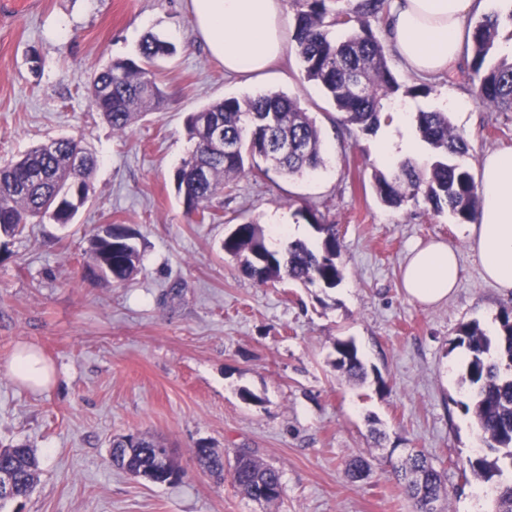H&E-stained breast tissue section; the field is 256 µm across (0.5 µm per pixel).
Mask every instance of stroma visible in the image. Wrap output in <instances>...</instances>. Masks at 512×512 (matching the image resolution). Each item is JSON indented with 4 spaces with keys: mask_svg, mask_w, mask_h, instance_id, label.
<instances>
[{
    "mask_svg": "<svg viewBox=\"0 0 512 512\" xmlns=\"http://www.w3.org/2000/svg\"><path fill=\"white\" fill-rule=\"evenodd\" d=\"M39 2L0 28V164L71 136L98 165L73 223L0 238V446L27 445L38 461L32 494L0 512H413L391 473L411 449L446 475L440 512H487L488 484L460 474L478 441L460 384L465 353L451 342L464 323L495 331L512 292L484 279L465 225L421 202L378 201L377 133L344 126L295 51L260 79L236 78L198 40L188 0ZM150 33L176 46L159 64L165 102L120 137L92 108L88 82L109 61L136 57ZM470 62L462 55L415 104L449 109L474 172L486 151L512 147V112L475 104ZM260 90L299 97L326 165L299 178L240 175L214 201L215 220L195 223L174 183L193 147L185 119ZM459 98L468 110L452 108ZM305 207L336 226V287L261 284L224 252L232 227L248 221L281 248V219L314 242ZM103 224L136 232L141 250L138 273L118 285L86 270ZM430 238L458 251L461 277L448 302L424 308L405 295L401 266L416 240ZM340 339L355 342L366 381L336 370ZM21 342L53 364L48 389L12 377L7 363ZM127 434L165 446L181 480L154 484L112 467L110 442ZM201 446L228 458L247 448L281 468V499L259 503L210 476L195 457ZM356 456L373 468L352 483L344 469Z\"/></svg>",
    "mask_w": 512,
    "mask_h": 512,
    "instance_id": "1",
    "label": "stroma"
}]
</instances>
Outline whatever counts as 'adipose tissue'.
I'll return each instance as SVG.
<instances>
[{
	"instance_id": "ef3b65f1",
	"label": "adipose tissue",
	"mask_w": 512,
	"mask_h": 512,
	"mask_svg": "<svg viewBox=\"0 0 512 512\" xmlns=\"http://www.w3.org/2000/svg\"><path fill=\"white\" fill-rule=\"evenodd\" d=\"M198 36L227 73L241 77L265 74L288 51L280 0H189ZM479 0H390L388 38L394 55L410 74L424 80L444 76L458 61L469 14ZM412 103L394 106L382 132L377 156L385 163L398 153L423 154L425 143L410 132ZM480 204L468 227L471 250L486 278L512 290V149L485 152L479 164ZM460 280L456 250L432 240L415 245L402 267L405 294L424 306L443 303ZM9 368L20 384L49 388L55 370L34 346L18 345Z\"/></svg>"
}]
</instances>
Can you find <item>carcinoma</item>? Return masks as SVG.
<instances>
[{
  "label": "carcinoma",
  "instance_id": "cac0c4a2",
  "mask_svg": "<svg viewBox=\"0 0 512 512\" xmlns=\"http://www.w3.org/2000/svg\"><path fill=\"white\" fill-rule=\"evenodd\" d=\"M326 0H300L291 40L295 43L305 79L318 84L342 115L343 124L374 131L385 104L401 85L391 70L385 47L372 23L385 20L387 0H360L353 8L327 17ZM343 34L338 36L334 28ZM470 80L480 106L489 112H512V58H490L506 35L512 38V8L469 21ZM176 53L173 43L149 34L134 59H115L95 72L89 86L91 105L112 130L124 133L135 116L157 107L165 94L157 82V61ZM421 139L433 150L424 167L409 162L391 174L376 172L373 189L385 206L399 208L424 200L433 212H449L460 223L476 219L478 187L462 159L469 143L453 126L449 113L420 110L414 116ZM185 129L194 148L176 169V191L185 213L203 224L214 218L210 203L245 171L265 164L288 177L313 174L325 166L316 120L295 96L264 91L252 96L227 97L188 114ZM232 140L233 153L224 150ZM288 143V154L271 142ZM96 157L71 137L39 143L17 159L0 165V235L22 233L25 226L46 218L70 224L89 199ZM301 215L317 233L314 243L295 240L282 250H271L264 230L255 222L237 225L225 238L224 252L237 258L242 271L261 284L295 280L336 287L344 277L338 262L340 241L336 225L321 223L311 209ZM92 268L109 269L107 280L121 283L138 272L141 253L132 232L115 224L101 226L90 238ZM453 347L465 349L461 382L468 384L472 414L478 429L480 453L469 461L473 475L495 480L489 512H512V310L499 315L497 333H487L476 322L461 325ZM341 359L335 367L354 380L366 376L355 343L336 340ZM156 442L138 439L130 453H111L112 466L141 472L154 484L171 483L167 469L155 464ZM207 471H224L222 456L213 450L196 452ZM0 469L12 473L16 494L28 497L35 485L37 459L23 445L0 450ZM397 485L413 502L415 512H439L435 503L447 495L444 478L422 451L401 466H392ZM231 480L251 500L269 503L283 493L282 471L236 450Z\"/></svg>",
  "mask_w": 512,
  "mask_h": 512
}]
</instances>
